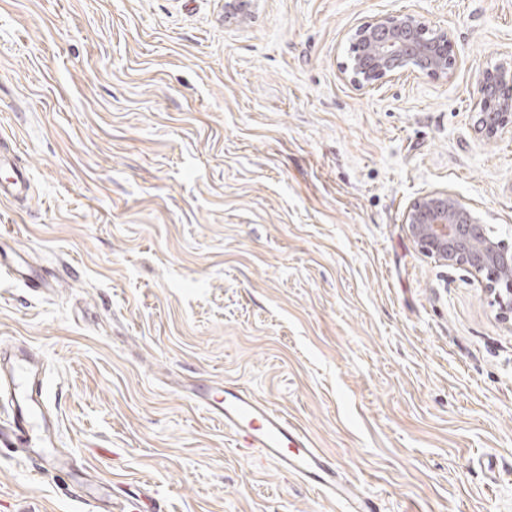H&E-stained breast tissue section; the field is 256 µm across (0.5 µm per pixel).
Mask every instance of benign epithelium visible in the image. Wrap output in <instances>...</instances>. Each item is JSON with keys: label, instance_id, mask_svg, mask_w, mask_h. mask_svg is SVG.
Here are the masks:
<instances>
[{"label": "benign epithelium", "instance_id": "7a95c632", "mask_svg": "<svg viewBox=\"0 0 512 512\" xmlns=\"http://www.w3.org/2000/svg\"><path fill=\"white\" fill-rule=\"evenodd\" d=\"M252 7V0H224V20L242 21ZM455 65L449 30L431 28L420 15L400 13L376 17L356 29L343 74L361 90L406 72L446 78ZM473 95L480 134L512 131V60L482 71ZM405 223L421 252L443 265L485 276L500 313L512 314V245L491 236L471 208L449 190L436 189L410 205Z\"/></svg>", "mask_w": 512, "mask_h": 512}]
</instances>
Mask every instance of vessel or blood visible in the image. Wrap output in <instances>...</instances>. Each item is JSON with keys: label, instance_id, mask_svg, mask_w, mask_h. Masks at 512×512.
Here are the masks:
<instances>
[{"label": "vessel or blood", "instance_id": "obj_1", "mask_svg": "<svg viewBox=\"0 0 512 512\" xmlns=\"http://www.w3.org/2000/svg\"><path fill=\"white\" fill-rule=\"evenodd\" d=\"M15 153L8 139H0V166H10ZM11 168V176L0 181V200L12 202L27 196L30 178L26 168ZM0 386L11 395V414L0 426L1 448H33L40 467L51 472L71 473L69 458L50 448L57 420L46 410L43 378L35 354L25 348L0 363ZM200 403L225 429L242 441L243 447L260 449L281 471L343 503L346 512H378L372 497L360 494L344 480L335 463L316 448L311 437L296 423L237 385H229L220 396H200Z\"/></svg>", "mask_w": 512, "mask_h": 512}]
</instances>
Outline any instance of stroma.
<instances>
[{
    "instance_id": "obj_1",
    "label": "stroma",
    "mask_w": 512,
    "mask_h": 512,
    "mask_svg": "<svg viewBox=\"0 0 512 512\" xmlns=\"http://www.w3.org/2000/svg\"><path fill=\"white\" fill-rule=\"evenodd\" d=\"M449 29L448 78L342 76L363 22ZM512 0H0V137L34 195L0 232V352L39 354L54 443L128 512H344L193 398L282 410L380 512H512V320L421 253L445 188L512 242V132L475 131ZM0 450V512H86Z\"/></svg>"
}]
</instances>
